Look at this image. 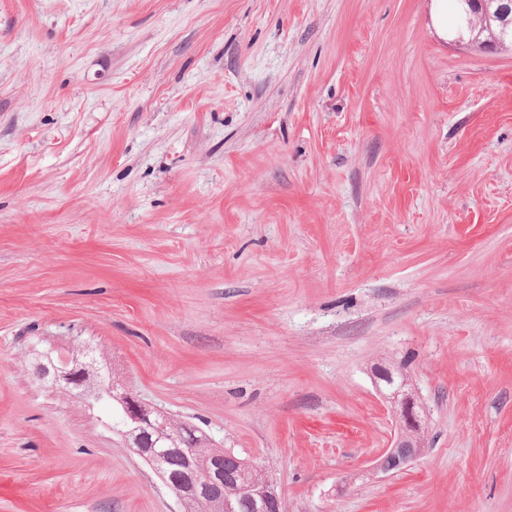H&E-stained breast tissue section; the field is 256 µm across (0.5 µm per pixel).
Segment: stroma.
Segmentation results:
<instances>
[{
    "label": "stroma",
    "instance_id": "stroma-1",
    "mask_svg": "<svg viewBox=\"0 0 512 512\" xmlns=\"http://www.w3.org/2000/svg\"><path fill=\"white\" fill-rule=\"evenodd\" d=\"M432 4L0 0V512H176L71 345L286 512H512V51ZM72 359L73 355H67L64 353L59 354L58 364L52 368V387L60 389L63 393L78 390L82 398L85 400L106 399L112 402V415L110 417V421L113 430L122 438H127L129 443L134 444L135 438L143 431L145 425H143V428L141 429V424L135 421V417L129 416L126 413L124 405L121 402L123 399L130 396L127 393H117V395H115L114 393L117 390L112 379L107 384L108 381L106 378L108 375L104 374L102 371H99L100 383L104 385H100L95 378L91 363H84V380L80 384H75L71 374L72 370L69 367ZM112 397L119 398L120 402L113 400ZM121 433H124L125 437H123ZM399 407L393 410L396 422V432L390 441L389 448H384L373 460V474L391 475L404 470L412 462L419 459L425 448L426 440L423 434H409L407 427L413 425L423 428L416 411V400L411 390L390 395L388 398Z\"/></svg>",
    "mask_w": 512,
    "mask_h": 512
}]
</instances>
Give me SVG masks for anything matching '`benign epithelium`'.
<instances>
[{"label": "benign epithelium", "mask_w": 512, "mask_h": 512, "mask_svg": "<svg viewBox=\"0 0 512 512\" xmlns=\"http://www.w3.org/2000/svg\"><path fill=\"white\" fill-rule=\"evenodd\" d=\"M468 18H473L478 24H484L490 20L487 9V0H465ZM496 15L499 19V34L495 40L486 45L485 49L494 51L505 42H512V0H499ZM72 355L59 354L58 364L53 366L51 385L63 393L73 390L79 391L85 400L106 399L117 397L121 400L128 397L126 393H116L114 383L102 385L97 382L90 363L84 364V380L76 384L71 374L70 363ZM391 402L398 407L394 411L396 432L390 441L389 447L383 449L373 460L371 471L378 475H391L404 470L412 462L419 459L425 448L426 440L423 434L416 436L408 433L407 427L413 425L422 427V422L416 411V400L412 391L408 390L390 397ZM137 453L144 461L159 456L166 457L167 461L176 465V469L168 467L159 471L161 481L176 496L183 506L202 503L208 512H236V507L246 506L251 512H268V501L273 500L278 505V510H283V502L280 494L272 486V482H266L259 494L252 492V487L246 484L239 486L238 501L233 503L224 497V472L227 463L232 461L240 467H248V462L235 457L228 459L222 455H216L204 469L200 470L189 463L183 462L179 449L168 448L156 451L153 448H139Z\"/></svg>", "instance_id": "obj_1"}]
</instances>
